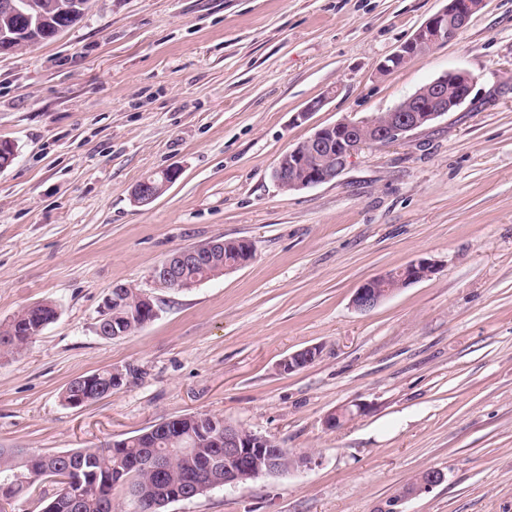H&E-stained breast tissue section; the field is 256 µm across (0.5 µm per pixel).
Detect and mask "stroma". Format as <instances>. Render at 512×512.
I'll return each instance as SVG.
<instances>
[{
	"label": "stroma",
	"instance_id": "35a3bbf8",
	"mask_svg": "<svg viewBox=\"0 0 512 512\" xmlns=\"http://www.w3.org/2000/svg\"><path fill=\"white\" fill-rule=\"evenodd\" d=\"M445 4L92 0L58 37L0 56V141L15 147L0 170V322L58 306L25 351L0 354V448H93L209 414L306 462L166 512H512V0L378 71ZM457 70L476 83L454 112L360 150L332 182L274 181L316 129ZM173 166L161 197L133 203L136 183ZM214 238L252 242L253 259L154 287V266ZM418 258L431 277L353 307L362 283ZM118 285L157 314L109 340L94 327ZM306 347L312 364L281 369ZM100 369L134 375L63 403ZM429 471L441 481L409 494ZM118 387H112V370L96 371L70 382V385L63 391L62 399L69 404L71 398L81 394L86 399V403H82V405L81 400L76 399L73 401V405L84 406L111 395L112 389Z\"/></svg>",
	"mask_w": 512,
	"mask_h": 512
}]
</instances>
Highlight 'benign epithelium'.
Instances as JSON below:
<instances>
[{
	"mask_svg": "<svg viewBox=\"0 0 512 512\" xmlns=\"http://www.w3.org/2000/svg\"><path fill=\"white\" fill-rule=\"evenodd\" d=\"M486 0H448L437 13L430 16L396 50L391 58L406 64L415 57L453 40L467 26L471 17L480 11ZM57 13L66 22L57 27L62 32L71 27V21L81 13V5L68 2L59 6ZM475 78L467 71H454L422 86L388 112L360 120L343 119L333 125L317 129L305 141L288 150V163H278L272 175L284 190H300L336 179L354 155L365 147H383L407 133L428 125L439 117L454 111L470 95ZM335 145L339 163L309 168L306 158ZM180 176L177 168H168L162 174L163 182L153 178L141 180L132 191L134 203L146 206L159 195L158 189H166ZM221 242L210 240L179 249L156 265L150 279L157 288L184 290L188 285L177 275L178 269L187 263L212 256ZM436 271L434 263L426 258L412 261L397 269L375 276L357 288L352 304L361 312H368L392 296L396 289L386 288L385 282L409 286L422 281ZM319 355V349L307 347L299 350L281 363V368L291 372L311 364ZM273 439L255 433L246 435L238 428L224 424V485L236 486L248 478H257L273 471L278 460L269 457L266 446Z\"/></svg>",
	"mask_w": 512,
	"mask_h": 512,
	"instance_id": "benign-epithelium-1",
	"label": "benign epithelium"
}]
</instances>
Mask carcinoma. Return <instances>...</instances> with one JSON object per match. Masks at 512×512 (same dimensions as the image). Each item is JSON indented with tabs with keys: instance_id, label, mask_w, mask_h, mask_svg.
<instances>
[{
	"instance_id": "carcinoma-1",
	"label": "carcinoma",
	"mask_w": 512,
	"mask_h": 512,
	"mask_svg": "<svg viewBox=\"0 0 512 512\" xmlns=\"http://www.w3.org/2000/svg\"><path fill=\"white\" fill-rule=\"evenodd\" d=\"M25 13L14 18H0L3 32H20L41 20L34 47L52 40L57 20L47 16L52 0H24ZM254 256L253 244L245 239H226L216 261L183 270L193 285L224 276L228 261ZM112 331L124 337L141 329L152 318L140 314L136 295L128 291L120 303L109 306ZM57 305L51 301L28 306L10 320L0 323V353H19L35 336L52 323ZM83 395L86 403L97 402L112 394V371L106 369L81 376L63 391L69 402ZM160 423L122 441L123 447L81 448L55 457L29 449L0 448V501H22L35 491L36 485L52 479L56 491L49 498V512H114L112 490L123 487L132 501L142 496L153 504L135 512H164V508L184 495L197 498L224 486V431L212 416L188 415L182 431L168 430Z\"/></svg>"
}]
</instances>
